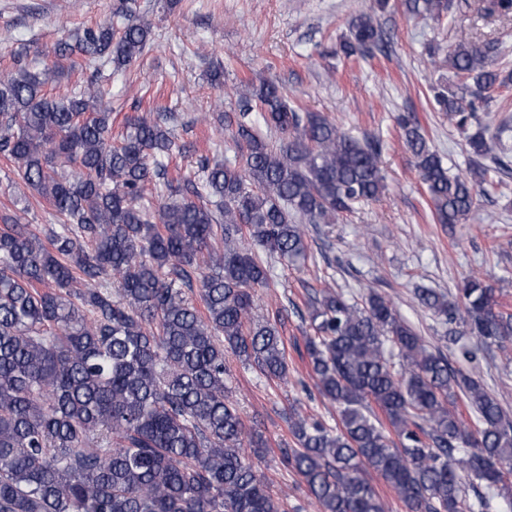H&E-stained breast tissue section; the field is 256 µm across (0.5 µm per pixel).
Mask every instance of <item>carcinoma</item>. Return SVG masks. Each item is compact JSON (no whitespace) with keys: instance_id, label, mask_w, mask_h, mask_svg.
Returning <instances> with one entry per match:
<instances>
[{"instance_id":"cac0c4a2","label":"carcinoma","mask_w":512,"mask_h":512,"mask_svg":"<svg viewBox=\"0 0 512 512\" xmlns=\"http://www.w3.org/2000/svg\"><path fill=\"white\" fill-rule=\"evenodd\" d=\"M404 5L440 21L456 0ZM391 8L374 0L352 17L339 51L371 55L383 42L378 15ZM479 11L509 17L512 0H480ZM113 15L122 27L105 19L59 44L55 69L76 54L90 70L70 94H48L43 73L25 67L0 74L11 187L37 192L57 220L36 231L0 218V512H278L256 464L267 442L232 398L226 357L288 380L285 318L255 314L258 289L274 262L305 263V225L333 224L381 195L380 143L264 83L224 113L235 157L204 158L174 182L172 129L160 117L134 116L112 140L104 85L152 35L130 0ZM429 54L449 73L430 86L434 109L473 155L507 151L512 121L489 137L479 118L512 84L495 44L461 35ZM397 124L437 223H463L488 169L452 176L413 117ZM500 294L476 274L451 297L415 289L436 321L464 327L452 360L376 289L360 304L330 288L312 299L305 357L337 423L290 408L292 444L279 460L317 512H388L372 472L405 512H512V418L462 368L512 345Z\"/></svg>"}]
</instances>
